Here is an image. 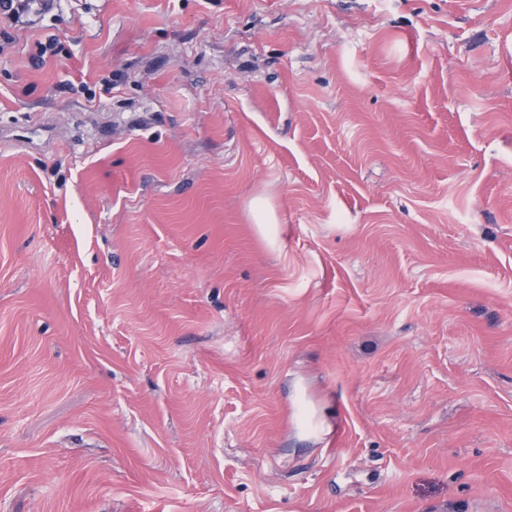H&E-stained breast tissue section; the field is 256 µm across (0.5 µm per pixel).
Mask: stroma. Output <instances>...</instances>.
<instances>
[{
    "label": "stroma",
    "mask_w": 512,
    "mask_h": 512,
    "mask_svg": "<svg viewBox=\"0 0 512 512\" xmlns=\"http://www.w3.org/2000/svg\"><path fill=\"white\" fill-rule=\"evenodd\" d=\"M9 34L0 512H512V0Z\"/></svg>",
    "instance_id": "1"
}]
</instances>
